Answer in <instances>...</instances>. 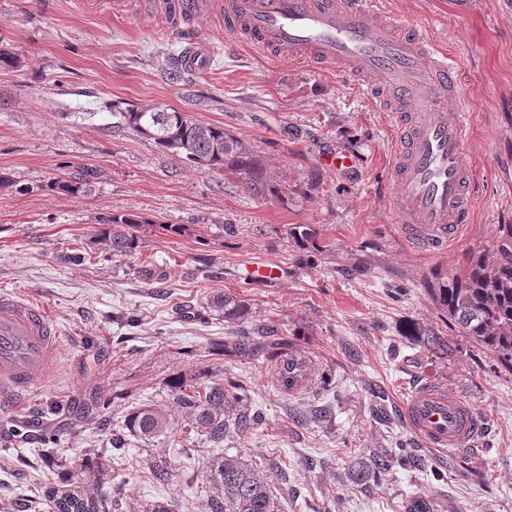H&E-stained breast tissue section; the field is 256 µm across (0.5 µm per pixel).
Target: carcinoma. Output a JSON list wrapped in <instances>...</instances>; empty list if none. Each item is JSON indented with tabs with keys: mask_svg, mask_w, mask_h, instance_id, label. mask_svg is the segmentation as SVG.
Listing matches in <instances>:
<instances>
[{
	"mask_svg": "<svg viewBox=\"0 0 512 512\" xmlns=\"http://www.w3.org/2000/svg\"><path fill=\"white\" fill-rule=\"evenodd\" d=\"M112 129H130L154 142L166 154L179 156L199 168L216 175L233 174L244 190L261 198L288 201L283 185L272 180L264 160L245 147L224 127L200 122L194 117L158 106L119 109L112 113ZM145 220L130 213H116L102 220L95 234L101 249L115 257H131L139 247V231ZM318 232L310 224H297L291 236L302 249L319 251ZM426 292L448 325L475 346L489 353L496 365L512 372V250L501 244L472 256L467 265L448 272L437 270L426 282ZM212 305L224 315V322L236 326L234 347L222 353L249 356L267 354L274 363L280 388L289 393L302 387L306 380L307 358L289 351L287 339L265 342L274 331L264 332L247 326L248 304L229 294L213 298ZM403 335L413 337L417 346L446 357L452 353L448 339L435 329L415 322L405 325ZM168 396L176 408L191 419L194 432L210 443L224 441V435L235 431L247 433L263 423V415L251 409L252 398L242 385L209 377L187 379L171 377ZM122 429L130 436L151 442L167 434L169 413L157 405L141 406L126 416ZM394 458L375 453L369 461L352 472V480L360 484L369 475L391 471ZM90 471L97 483L106 489L94 495L83 490L79 481L61 480L48 487L45 498L53 512H112V489L107 468L91 465L81 458L72 467V475ZM213 495L207 502L209 512H284L279 498L260 471L248 466L237 456L224 455L209 466Z\"/></svg>",
	"mask_w": 512,
	"mask_h": 512,
	"instance_id": "obj_1",
	"label": "carcinoma"
}]
</instances>
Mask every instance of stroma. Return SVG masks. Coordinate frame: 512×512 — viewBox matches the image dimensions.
<instances>
[{"label": "stroma", "instance_id": "35a3bbf8", "mask_svg": "<svg viewBox=\"0 0 512 512\" xmlns=\"http://www.w3.org/2000/svg\"><path fill=\"white\" fill-rule=\"evenodd\" d=\"M405 24L431 32L463 73L445 112L472 115L469 160L476 182L474 221L441 252L418 244L396 221L401 208L388 176L394 135L387 115L352 78L265 55L203 13L194 29L214 62L201 76L174 73L176 42L140 0H0V40L20 65L0 69V290L46 307L65 341L62 372L25 408L49 421L53 452L24 437L0 440V512L57 482L49 455L75 461L109 446L133 408L167 404L166 381L205 368L248 387L265 424L221 447L188 434L173 413L166 438H127L113 455L118 512L163 503L168 512H204L208 463L237 455L260 470L284 512H406L410 496L438 512H512V373L446 327L425 290L437 267L512 237V0H384ZM161 105L223 126L261 155L288 201L256 198L230 174L216 176L161 153L152 140L112 129V109ZM350 152L353 168H328ZM82 177L77 193L49 184ZM135 213L150 220L131 257H109L93 241L102 218ZM170 224L185 225L180 234ZM236 227L225 236L224 225ZM311 224L324 250L299 261L290 229ZM83 252L87 261L69 263ZM278 267L272 284L246 269ZM358 266L354 279L341 269ZM224 276L213 279L211 268ZM405 285L394 296V285ZM245 300L261 323L299 328L307 356L302 388L282 392L274 367L253 357L214 354L234 325L207 303L216 293ZM136 323H129V316ZM435 328L456 353L441 360L399 336L403 320ZM334 392L320 388L323 372ZM424 382L448 387L474 407L485 428L474 446L441 452L415 435L402 404ZM108 397V411L65 417L75 392ZM412 442L423 469L394 467L367 484L354 463ZM168 484L141 479L158 457Z\"/></svg>", "mask_w": 512, "mask_h": 512}]
</instances>
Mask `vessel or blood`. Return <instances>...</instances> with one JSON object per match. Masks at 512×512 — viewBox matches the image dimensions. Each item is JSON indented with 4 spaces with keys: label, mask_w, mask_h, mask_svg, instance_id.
I'll return each instance as SVG.
<instances>
[{
    "label": "vessel or blood",
    "mask_w": 512,
    "mask_h": 512,
    "mask_svg": "<svg viewBox=\"0 0 512 512\" xmlns=\"http://www.w3.org/2000/svg\"><path fill=\"white\" fill-rule=\"evenodd\" d=\"M238 38L276 59L306 63L361 81L397 131L390 179L404 207L397 221L444 247L470 219L475 180L468 163L469 115L442 105L460 81L430 33L386 15L382 0H215ZM182 49L180 69L210 68V47L193 35L204 0H152ZM64 342L45 308L0 291V412L37 433L40 417L21 405L60 370ZM404 418L429 447L462 448L484 428L472 407L443 386L425 385L406 400Z\"/></svg>",
    "instance_id": "obj_1"
}]
</instances>
